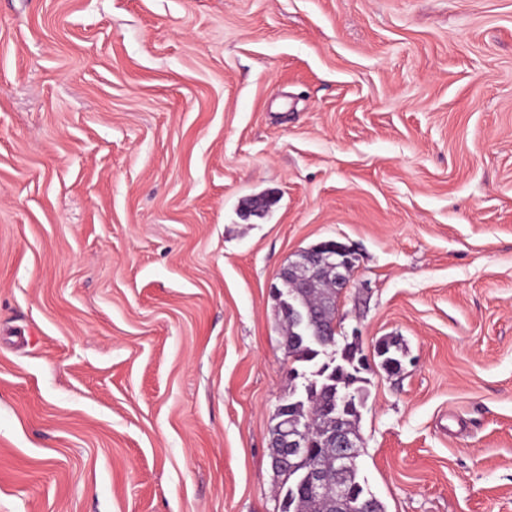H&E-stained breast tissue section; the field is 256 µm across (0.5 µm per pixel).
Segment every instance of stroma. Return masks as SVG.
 <instances>
[{
	"mask_svg": "<svg viewBox=\"0 0 512 512\" xmlns=\"http://www.w3.org/2000/svg\"><path fill=\"white\" fill-rule=\"evenodd\" d=\"M329 239L361 478L512 512V0H0V512H280L271 288Z\"/></svg>",
	"mask_w": 512,
	"mask_h": 512,
	"instance_id": "stroma-1",
	"label": "stroma"
}]
</instances>
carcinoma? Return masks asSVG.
I'll use <instances>...</instances> for the list:
<instances>
[{
    "mask_svg": "<svg viewBox=\"0 0 512 512\" xmlns=\"http://www.w3.org/2000/svg\"><path fill=\"white\" fill-rule=\"evenodd\" d=\"M335 291V284L328 280L319 281L315 287L300 292V299L305 307L321 310L329 296ZM321 336L314 341L295 333L291 324H286L284 348L288 360L311 370V376L305 378L301 385L303 395L292 404L288 417L304 422L312 414L316 415L310 425L312 437L322 441L335 426L336 416H341L343 424L353 437L359 436L358 423L360 408L351 401L339 411L326 410L327 397L331 393L356 391L361 400H366L362 383L364 371L361 360L363 355L358 346L349 342L338 346L337 333L333 327V316L320 314ZM382 351L379 353L381 366L389 373H394L393 364L399 360V349L394 344L380 341ZM312 460L319 463L330 475L331 489L326 496H312L300 488L299 482L308 468V460H297L279 477V492L293 488L291 497H282L280 512H348L349 503L361 497L368 488L359 477L357 460L350 461L347 473L335 472V451L332 448H316ZM341 486L345 505H335L336 486Z\"/></svg>",
    "mask_w": 512,
    "mask_h": 512,
    "instance_id": "1",
    "label": "carcinoma"
}]
</instances>
